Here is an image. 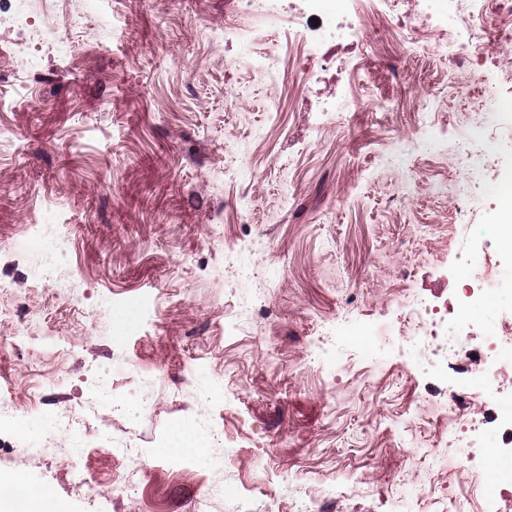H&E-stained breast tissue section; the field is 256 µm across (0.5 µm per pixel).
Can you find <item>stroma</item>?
<instances>
[{"label": "stroma", "instance_id": "stroma-1", "mask_svg": "<svg viewBox=\"0 0 512 512\" xmlns=\"http://www.w3.org/2000/svg\"><path fill=\"white\" fill-rule=\"evenodd\" d=\"M269 3L280 19L237 0H112L107 28L74 0H29L70 53L42 49L24 75L0 52V396L81 416L101 391L128 409L99 406L80 456L65 437L0 433V476L52 512H301L333 487L337 512H448L457 493L462 452L448 442L433 465L431 407L462 361L417 365L405 339L360 347L347 327L391 326L407 293L453 300L458 251L512 266L462 232L447 246L452 158L408 138L432 122L456 142L479 90L398 28L308 57L325 15L292 32L295 0ZM344 91L400 110L346 106L313 143L318 103ZM28 233L35 250L14 254ZM141 293L152 308L115 338L114 303ZM212 379L223 405L204 401ZM178 422L222 428L223 447L177 468ZM121 477L136 497L113 491Z\"/></svg>", "mask_w": 512, "mask_h": 512}]
</instances>
